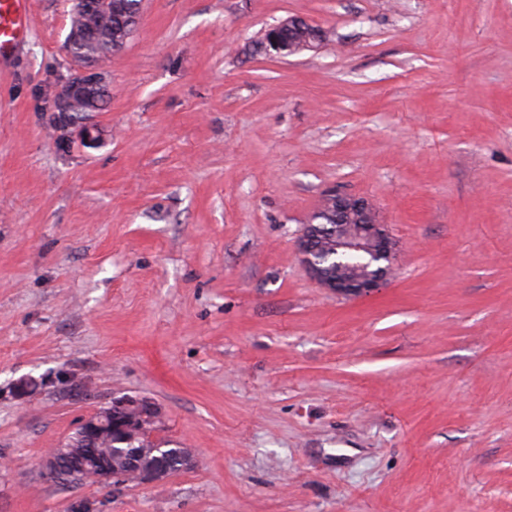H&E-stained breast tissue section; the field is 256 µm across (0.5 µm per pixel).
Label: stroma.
<instances>
[{
	"mask_svg": "<svg viewBox=\"0 0 512 512\" xmlns=\"http://www.w3.org/2000/svg\"><path fill=\"white\" fill-rule=\"evenodd\" d=\"M0 64V512H512V0H144L99 145L61 148L70 0ZM319 25L267 57L265 28ZM396 242L344 297L300 262L325 192ZM71 371L90 397L23 377ZM123 395L189 449L156 485L41 471ZM284 27H290L293 30L310 29L313 31L314 42L309 40H299L293 46L283 43L279 38V34ZM264 34L267 35L265 42V52L269 56L277 58H286L305 50H317L321 47L324 40V33L320 26L315 25L301 17H288L287 19L272 25L265 29Z\"/></svg>",
	"mask_w": 512,
	"mask_h": 512,
	"instance_id": "35a3bbf8",
	"label": "stroma"
}]
</instances>
